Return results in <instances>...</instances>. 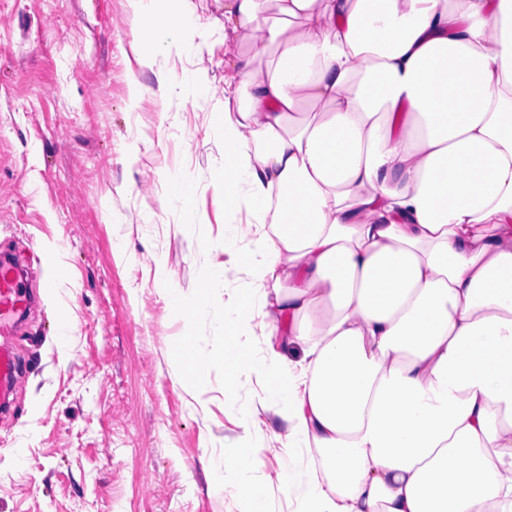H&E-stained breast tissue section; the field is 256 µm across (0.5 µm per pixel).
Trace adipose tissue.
Returning a JSON list of instances; mask_svg holds the SVG:
<instances>
[{
  "label": "adipose tissue",
  "mask_w": 512,
  "mask_h": 512,
  "mask_svg": "<svg viewBox=\"0 0 512 512\" xmlns=\"http://www.w3.org/2000/svg\"><path fill=\"white\" fill-rule=\"evenodd\" d=\"M224 202L245 302L183 308L199 373L224 322L276 337L281 486L304 512H512V0H224Z\"/></svg>",
  "instance_id": "adipose-tissue-1"
}]
</instances>
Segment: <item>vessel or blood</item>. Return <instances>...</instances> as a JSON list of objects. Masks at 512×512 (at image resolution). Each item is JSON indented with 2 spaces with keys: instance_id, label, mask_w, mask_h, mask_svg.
<instances>
[{
  "instance_id": "b4317fda",
  "label": "vessel or blood",
  "mask_w": 512,
  "mask_h": 512,
  "mask_svg": "<svg viewBox=\"0 0 512 512\" xmlns=\"http://www.w3.org/2000/svg\"><path fill=\"white\" fill-rule=\"evenodd\" d=\"M29 303V293L22 276L11 268L0 267V401H7L17 368L14 347L16 321Z\"/></svg>"
}]
</instances>
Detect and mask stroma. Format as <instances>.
I'll use <instances>...</instances> for the list:
<instances>
[{
    "label": "stroma",
    "instance_id": "stroma-1",
    "mask_svg": "<svg viewBox=\"0 0 512 512\" xmlns=\"http://www.w3.org/2000/svg\"><path fill=\"white\" fill-rule=\"evenodd\" d=\"M195 13L192 49L174 19ZM157 42L141 43L128 0H0V260L28 272L37 303L17 334L21 379L0 415V512H290L279 490L287 424L260 411L263 478L210 497L222 460H243V402L287 398V383L240 375L261 336L224 329V364L198 375L191 329L169 289L204 293L224 263L242 291L254 255L232 262L224 210V0H169ZM198 75L184 101L137 64ZM196 187L164 204L169 177Z\"/></svg>",
    "mask_w": 512,
    "mask_h": 512
}]
</instances>
